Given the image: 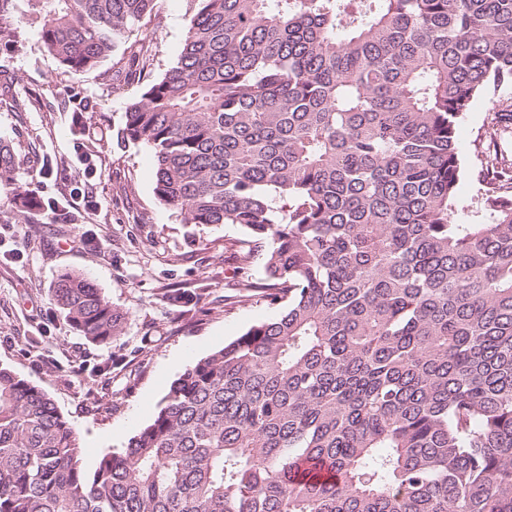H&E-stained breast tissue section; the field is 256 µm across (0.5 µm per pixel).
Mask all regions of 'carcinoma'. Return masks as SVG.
Listing matches in <instances>:
<instances>
[{"instance_id": "carcinoma-1", "label": "carcinoma", "mask_w": 512, "mask_h": 512, "mask_svg": "<svg viewBox=\"0 0 512 512\" xmlns=\"http://www.w3.org/2000/svg\"><path fill=\"white\" fill-rule=\"evenodd\" d=\"M27 2L82 74L159 0ZM186 2L164 74L144 45L113 64L143 84L120 137L151 148L180 223L240 226L243 265L265 251L239 298L278 313L192 362L93 469L45 390L0 366V512H512L511 157L484 153V220L453 219L459 122L512 84V0ZM19 167L0 143V182ZM51 296L88 341L121 335L82 274Z\"/></svg>"}]
</instances>
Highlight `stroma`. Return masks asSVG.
<instances>
[{"label":"stroma","mask_w":512,"mask_h":512,"mask_svg":"<svg viewBox=\"0 0 512 512\" xmlns=\"http://www.w3.org/2000/svg\"><path fill=\"white\" fill-rule=\"evenodd\" d=\"M186 25V0H160L139 31L155 73L176 60ZM111 74L108 59L83 75L67 72L44 51L36 23L0 45V142L38 203L24 207L15 186L0 183V365L49 394L77 430L89 468L125 448L189 364L276 314L263 300L237 299L238 282L264 276L262 253L244 269L230 252L244 237L238 226L182 224L157 200L152 151L118 136L142 85ZM510 98L512 88L477 98L459 126L458 223L480 211L478 145L496 100ZM77 188L91 191L88 204L73 220L55 219L50 204ZM68 269L127 312L110 345L88 342L55 306L50 287ZM174 285L203 289L198 310L166 301ZM104 362L109 371L94 375Z\"/></svg>","instance_id":"obj_1"}]
</instances>
